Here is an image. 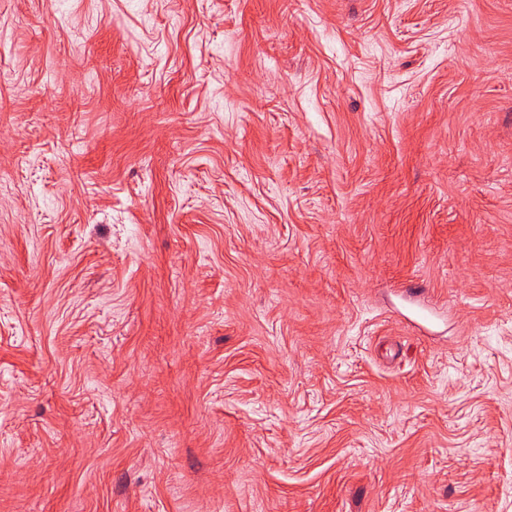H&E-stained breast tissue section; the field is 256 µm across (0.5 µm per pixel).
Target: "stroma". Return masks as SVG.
Returning a JSON list of instances; mask_svg holds the SVG:
<instances>
[{"instance_id": "stroma-1", "label": "stroma", "mask_w": 512, "mask_h": 512, "mask_svg": "<svg viewBox=\"0 0 512 512\" xmlns=\"http://www.w3.org/2000/svg\"><path fill=\"white\" fill-rule=\"evenodd\" d=\"M0 512H512V0H0Z\"/></svg>"}]
</instances>
